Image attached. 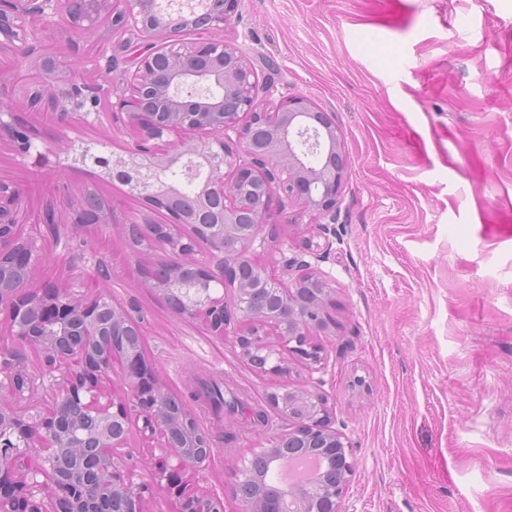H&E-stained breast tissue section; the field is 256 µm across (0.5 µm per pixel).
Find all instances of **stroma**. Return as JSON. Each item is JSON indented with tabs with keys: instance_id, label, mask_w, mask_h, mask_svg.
<instances>
[{
	"instance_id": "obj_1",
	"label": "stroma",
	"mask_w": 512,
	"mask_h": 512,
	"mask_svg": "<svg viewBox=\"0 0 512 512\" xmlns=\"http://www.w3.org/2000/svg\"><path fill=\"white\" fill-rule=\"evenodd\" d=\"M33 27L37 54L62 72L97 79L102 49L133 66L110 27ZM225 32L260 79L307 95L344 134L342 203L311 263L336 282V333L319 339L321 371L296 363L289 377L327 396L355 450L343 512H512V0H240ZM0 178L23 186L35 217L67 213L62 183L111 205L114 223L92 233L110 277L22 224L43 246L32 279L141 317L144 354L181 399L204 374L237 394L239 412H200L227 440L191 478L242 512L235 472L285 425L249 422L276 378L139 284L124 221L148 210L125 186L51 159L21 164L6 137Z\"/></svg>"
}]
</instances>
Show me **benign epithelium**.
<instances>
[{"mask_svg": "<svg viewBox=\"0 0 512 512\" xmlns=\"http://www.w3.org/2000/svg\"><path fill=\"white\" fill-rule=\"evenodd\" d=\"M0 8V53L16 52L42 80L26 89L33 108L45 107L69 126L77 114L88 126L106 113H122L136 140L120 153L99 156L92 146L63 135L57 167L92 166L104 182L128 187L145 173L154 188L148 204L168 220L127 219L132 248L159 250L167 261L140 270L142 284L169 306L220 338L234 336L240 355L256 370L286 377L283 350L313 372L327 359L315 336L335 334L333 280L315 273L288 283L255 263L254 246L282 251L271 223L273 205L297 215L336 221L346 174L344 138L327 112L303 94L283 95L270 106L256 92L258 73L240 47L224 35L238 0H9ZM63 15L71 34L104 23L127 34L135 49L134 70L112 81L113 56L98 66L100 79L88 82L60 75L57 60L33 56L34 30L28 19L46 10ZM212 30L204 42H186L190 30ZM147 47H139L140 41ZM6 131L22 161L40 164L45 152L28 127L14 122L0 100V133ZM179 170L191 188L163 179ZM63 198L76 225L112 223L99 194ZM21 188L0 180V312L10 319L0 336V512H145L153 494H169L177 512H224V500L195 490L187 471L209 465L214 450L194 409L168 393L142 350L140 321L106 296L84 301L50 283L35 286L32 267L42 258L37 240L17 238ZM207 253L204 266L189 258ZM234 290L232 302L220 290ZM40 353V387L52 406H25L34 390L27 353ZM124 361L122 395L103 397L100 383L115 357ZM288 427L255 448L235 472V492L244 512H271L264 464L277 452L326 461L330 476L289 488L292 512H339L344 488L356 468L353 448L329 423L326 395L303 385L267 394ZM163 441L149 480L135 483L134 453L128 443L133 419ZM103 476L112 509L79 493L72 462Z\"/></svg>", "mask_w": 512, "mask_h": 512, "instance_id": "benign-epithelium-1", "label": "benign epithelium"}]
</instances>
